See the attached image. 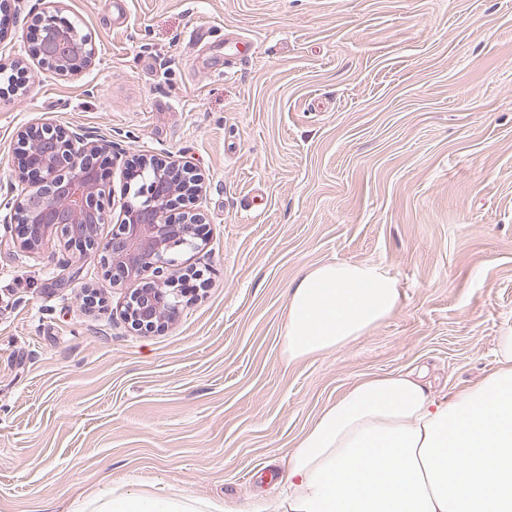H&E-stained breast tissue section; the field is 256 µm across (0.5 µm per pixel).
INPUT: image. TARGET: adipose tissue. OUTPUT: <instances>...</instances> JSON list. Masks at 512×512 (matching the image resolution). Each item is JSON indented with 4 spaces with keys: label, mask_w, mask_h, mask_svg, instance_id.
<instances>
[{
    "label": "adipose tissue",
    "mask_w": 512,
    "mask_h": 512,
    "mask_svg": "<svg viewBox=\"0 0 512 512\" xmlns=\"http://www.w3.org/2000/svg\"><path fill=\"white\" fill-rule=\"evenodd\" d=\"M401 296L380 265H318L289 292L284 352L295 362L337 350L390 318ZM495 360L450 395L412 370L356 380L290 452L283 488L251 512H512V323L499 331ZM74 512L239 510L132 482L100 488Z\"/></svg>",
    "instance_id": "1"
}]
</instances>
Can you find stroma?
Wrapping results in <instances>:
<instances>
[{
  "label": "stroma",
  "mask_w": 512,
  "mask_h": 512,
  "mask_svg": "<svg viewBox=\"0 0 512 512\" xmlns=\"http://www.w3.org/2000/svg\"><path fill=\"white\" fill-rule=\"evenodd\" d=\"M96 60L32 53L38 0L0 17V203L26 182L17 130L49 116L127 160L200 175V270L163 331L121 318L100 251L38 250L0 222V512H72L136 479L246 505L358 378L421 370L450 394L494 366L512 322V0H63ZM402 289L370 333L298 362L288 290L327 262ZM102 301L83 303L85 289Z\"/></svg>",
  "instance_id": "stroma-1"
}]
</instances>
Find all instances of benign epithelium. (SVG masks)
I'll list each match as a JSON object with an SVG mask.
<instances>
[{
  "label": "benign epithelium",
  "mask_w": 512,
  "mask_h": 512,
  "mask_svg": "<svg viewBox=\"0 0 512 512\" xmlns=\"http://www.w3.org/2000/svg\"><path fill=\"white\" fill-rule=\"evenodd\" d=\"M31 25L37 31V53L61 76L93 64L95 48L76 22L62 15L61 0H44ZM21 173L38 184L35 192L19 193L3 219L16 226L26 246H40L55 233L75 253L98 250L112 284L138 280L126 295L121 315L140 332L164 326L180 309L182 292L169 285L174 263L197 248L201 217L184 208L199 174L187 161L150 156L134 161L130 199L122 224L106 240L98 228L106 217L111 187L103 175L111 147L94 140L80 127L66 129L52 121L29 124L18 131ZM183 208L179 220L165 212ZM151 272L149 278L143 277Z\"/></svg>",
  "instance_id": "obj_1"
}]
</instances>
